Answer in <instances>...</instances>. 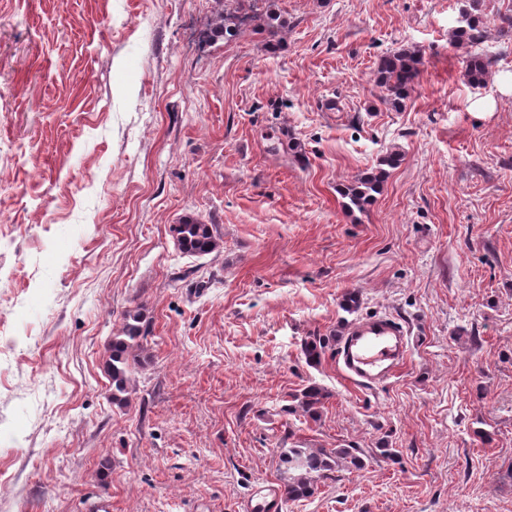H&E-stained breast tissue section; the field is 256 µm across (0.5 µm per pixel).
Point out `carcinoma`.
<instances>
[{
    "instance_id": "1",
    "label": "carcinoma",
    "mask_w": 512,
    "mask_h": 512,
    "mask_svg": "<svg viewBox=\"0 0 512 512\" xmlns=\"http://www.w3.org/2000/svg\"><path fill=\"white\" fill-rule=\"evenodd\" d=\"M261 21L271 38H276L282 29L279 14L268 10L262 15L248 17V22ZM241 27H230L224 14L217 15L210 24L211 37H233ZM487 20L483 19L480 0H468V5L460 13L457 26L449 33V42L464 51V76L474 86L486 83L490 68L496 59L479 51L485 42ZM423 55L415 48L391 51L381 56L374 71L376 86L380 89V101L399 110L414 90L419 77ZM384 171L365 172L357 175L352 183L342 190L348 199L346 208L363 210L370 204L374 195L379 193ZM178 248L190 255H206L219 245L214 225L207 224L198 217H186L172 227ZM148 331L143 324L139 310H132L125 315L121 332L112 337L111 356L107 371L111 381L112 402L118 405L129 402L131 372L136 367L133 352L143 349ZM323 394L316 386H309L301 393L300 405L304 412L315 413L321 404ZM278 466L284 477L285 500L306 497L313 492L314 483L326 477V473L335 469L336 459L351 457L357 463L358 456L353 448L327 449L309 451L295 446L280 448Z\"/></svg>"
}]
</instances>
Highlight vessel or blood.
<instances>
[{
  "mask_svg": "<svg viewBox=\"0 0 512 512\" xmlns=\"http://www.w3.org/2000/svg\"><path fill=\"white\" fill-rule=\"evenodd\" d=\"M410 328L399 318L385 315L352 322L344 332L337 353L343 377L360 389L381 385L406 364ZM281 494L271 486L255 483L244 505L245 512H269Z\"/></svg>",
  "mask_w": 512,
  "mask_h": 512,
  "instance_id": "1",
  "label": "vessel or blood"
}]
</instances>
